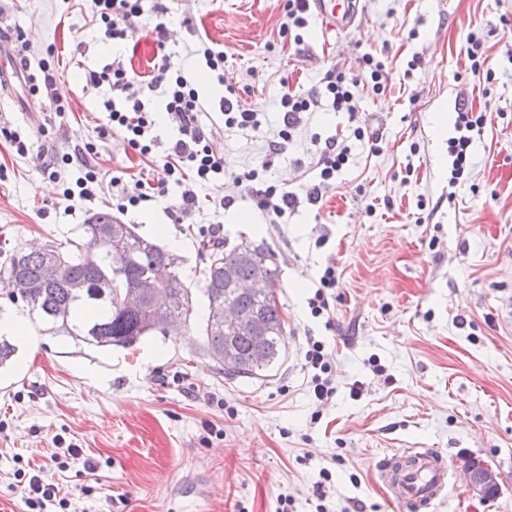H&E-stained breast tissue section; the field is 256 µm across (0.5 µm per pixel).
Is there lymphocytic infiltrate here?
Segmentation results:
<instances>
[{"mask_svg": "<svg viewBox=\"0 0 512 512\" xmlns=\"http://www.w3.org/2000/svg\"><path fill=\"white\" fill-rule=\"evenodd\" d=\"M94 13L104 26L105 38L125 41L134 38L144 15L143 0H92ZM168 9L164 4L154 7L153 32L156 43V62L148 79L132 76L122 62L112 61L102 70L90 71V84L108 85L111 99L105 101L104 109L110 129L122 133L129 148L140 158H152L156 146L153 135L155 120L146 103L147 93H156L163 100V108L177 126V134L162 156L164 179L148 177L125 179L104 172L97 160L94 144H85L75 153H65L43 161L42 172L48 179L62 188L61 197L69 206L94 201L104 189L112 191V206L125 214L142 204L170 198L169 214L175 220L199 207L200 188L218 183L224 175V157L213 145V134L200 121L205 105L187 73L176 68L167 53L170 29L165 20ZM14 61L30 70L32 94L43 96L50 111L56 115L68 112L54 93L55 77L49 59H31L26 42H18ZM390 81V70L382 58L364 54L359 61L358 72L339 69L328 70L324 76L322 94L285 92L280 99L283 126L275 141L269 146L270 157L263 160L260 168H253L237 176V185L243 186L252 196L257 207L284 216L295 210L301 202L315 204L335 183L337 175L348 164L350 148L338 138L325 139L314 164L315 176L311 183L300 190H290L268 183L260 175L261 169L269 168L271 156L283 152L292 138L305 112L314 107L319 97L331 100L339 112L351 111V102L360 85H367L372 92H385ZM484 128L483 116L477 115L467 106L457 108L455 121L456 137L448 141V152L452 158L451 178L459 180L469 164L471 146L476 133ZM78 166L80 174L71 179L66 175L71 166ZM178 186V196H170V186ZM306 365L311 371V387L316 400L324 401L336 392L332 380L333 355L326 351L318 340H309L305 353Z\"/></svg>", "mask_w": 512, "mask_h": 512, "instance_id": "1", "label": "lymphocytic infiltrate"}]
</instances>
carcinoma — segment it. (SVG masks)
<instances>
[{
  "instance_id": "obj_1",
  "label": "carcinoma",
  "mask_w": 512,
  "mask_h": 512,
  "mask_svg": "<svg viewBox=\"0 0 512 512\" xmlns=\"http://www.w3.org/2000/svg\"><path fill=\"white\" fill-rule=\"evenodd\" d=\"M112 229L114 240L92 243L95 230ZM183 259L156 240L140 234L136 225L126 224L110 212H98L78 226L75 237L63 245L47 241L39 249L27 250L19 245L0 262V294L15 305H22L30 319L49 331H62L76 340L101 348H133L145 336L163 330L140 310L130 306L134 287L150 279L158 287L182 298L184 305L171 312L173 317L191 318V288L182 274ZM262 270L272 288H277L279 266L274 255L262 246L218 244L211 249L204 270L203 294L206 314L201 327L203 349L224 371V343L234 336L239 364L229 377L252 378L273 369L285 348V320L274 293L245 295L235 283ZM43 286L38 307L30 305L25 295L12 287L15 274ZM80 281L84 288L76 292L72 284ZM231 300L242 316L258 318L267 333L258 346L246 336L233 334L224 322L212 317V310Z\"/></svg>"
}]
</instances>
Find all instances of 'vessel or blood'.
<instances>
[{
    "instance_id": "1",
    "label": "vessel or blood",
    "mask_w": 512,
    "mask_h": 512,
    "mask_svg": "<svg viewBox=\"0 0 512 512\" xmlns=\"http://www.w3.org/2000/svg\"><path fill=\"white\" fill-rule=\"evenodd\" d=\"M314 8L325 30L336 31L349 27L355 15L348 0H313ZM9 41L0 38V88L8 89L21 80L23 72L8 59ZM451 466L446 457L426 448H405L385 459L379 480L389 501L400 512H421L430 506L448 483Z\"/></svg>"
}]
</instances>
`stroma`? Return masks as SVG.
<instances>
[{"label": "stroma", "instance_id": "obj_1", "mask_svg": "<svg viewBox=\"0 0 512 512\" xmlns=\"http://www.w3.org/2000/svg\"><path fill=\"white\" fill-rule=\"evenodd\" d=\"M358 3L349 30L324 32L313 15L296 45L279 34L281 0H170L168 51L207 103L202 121L224 155V182L183 222L152 204L124 221L175 246L196 315L128 350L33 329L0 369V512H28L19 476L38 472L69 500L68 512H277L282 495L296 512H314L324 468L332 512L357 501L365 512H398L377 466L402 448H434L465 465L478 458L498 475L482 500L455 474L427 512H512V0ZM186 17L224 49L226 78L239 83L259 127L225 128L223 85L183 50ZM1 28L22 33L33 57L53 48L55 89L70 112L45 111L22 86L0 96V128L31 144L21 157L0 137V249L63 242L92 213L111 211L112 195L65 209L40 160L95 142L103 170L139 172L120 133L99 138L111 92L86 74L116 57L150 74L151 32L112 45L90 0H0ZM473 30L494 73L488 83L470 72ZM382 51L387 91H360L355 102L356 122L380 131V151L350 141L351 159L320 203L281 218L259 209L234 179L276 140L284 90L319 88L329 68L354 72L363 54ZM463 102L485 126L468 175L453 185L456 131L438 139L432 124ZM350 124L321 99L264 179L290 189L311 181L320 140L348 135ZM225 195L234 201L223 207ZM203 225L218 240L270 249L281 270L286 347L264 376H224L202 347ZM330 263L339 283L328 318H315L308 300ZM311 337L336 355V392L322 403L305 365ZM60 447L77 450L63 469L52 460Z\"/></svg>", "mask_w": 512, "mask_h": 512}]
</instances>
